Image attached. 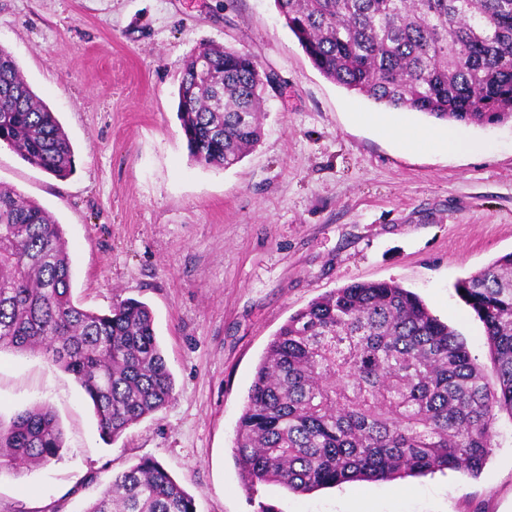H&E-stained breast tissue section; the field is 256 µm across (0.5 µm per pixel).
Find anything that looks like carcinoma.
I'll return each mask as SVG.
<instances>
[{"label": "carcinoma", "mask_w": 512, "mask_h": 512, "mask_svg": "<svg viewBox=\"0 0 512 512\" xmlns=\"http://www.w3.org/2000/svg\"><path fill=\"white\" fill-rule=\"evenodd\" d=\"M285 26L328 80L388 110L444 122L512 120V0H274ZM207 70L198 72L200 59ZM267 76L219 44L181 63L179 121L190 158L222 169L262 136ZM0 143L64 179L74 150L55 112L0 46ZM62 226L0 185V351H42L74 376L102 439L175 398L143 302L107 313L71 296ZM483 322L491 366L401 285L353 282L288 317L261 359L239 419L234 455L245 483L294 493L447 469L481 473L502 412L512 417V253L460 282ZM63 431L43 404L0 419V467L31 471L58 457ZM84 512H196L156 460L112 477Z\"/></svg>", "instance_id": "cac0c4a2"}]
</instances>
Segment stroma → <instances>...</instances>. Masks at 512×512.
I'll return each mask as SVG.
<instances>
[{
  "label": "stroma",
  "instance_id": "35a3bbf8",
  "mask_svg": "<svg viewBox=\"0 0 512 512\" xmlns=\"http://www.w3.org/2000/svg\"><path fill=\"white\" fill-rule=\"evenodd\" d=\"M251 54L276 81L259 144L236 166L190 160L179 69L199 45ZM0 45L54 111L75 173L58 179L0 148V184L62 224L73 296L93 311L145 302L175 398L105 443L73 376L43 354L0 353V419L39 402L64 445L32 472L0 471V512H82L113 474L152 458L198 512H512V417L479 477L447 470L308 494L248 490L235 429L276 331L321 295L395 281L488 363L456 283L512 252V121L455 125L473 153L409 151L327 80L273 0H0Z\"/></svg>",
  "mask_w": 512,
  "mask_h": 512
}]
</instances>
